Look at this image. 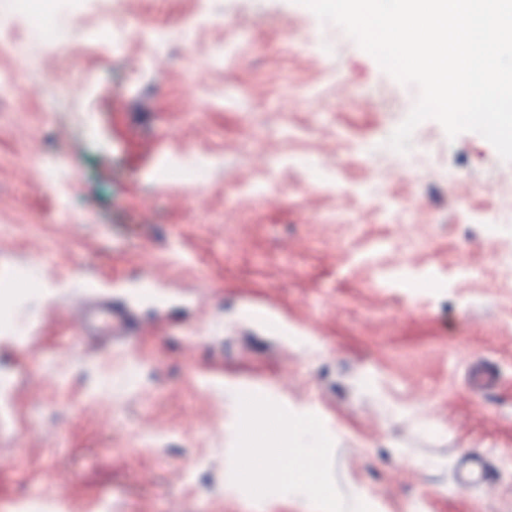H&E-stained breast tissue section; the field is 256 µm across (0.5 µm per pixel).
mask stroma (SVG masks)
Returning a JSON list of instances; mask_svg holds the SVG:
<instances>
[{"mask_svg":"<svg viewBox=\"0 0 512 512\" xmlns=\"http://www.w3.org/2000/svg\"><path fill=\"white\" fill-rule=\"evenodd\" d=\"M16 69L0 512H295L225 492L228 381L318 416L378 512H512V162L432 119L388 148L417 88L298 0H29ZM96 302L126 334L79 333Z\"/></svg>","mask_w":512,"mask_h":512,"instance_id":"1","label":"stroma"}]
</instances>
